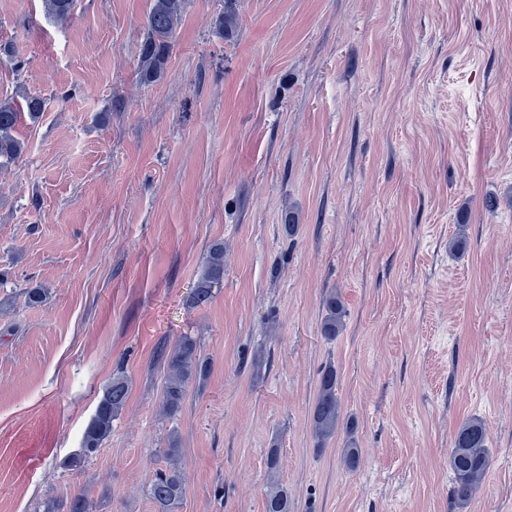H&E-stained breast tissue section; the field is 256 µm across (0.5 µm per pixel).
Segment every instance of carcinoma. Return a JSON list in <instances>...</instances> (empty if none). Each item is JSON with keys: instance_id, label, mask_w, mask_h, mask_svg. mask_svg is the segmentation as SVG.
Wrapping results in <instances>:
<instances>
[{"instance_id": "1", "label": "carcinoma", "mask_w": 512, "mask_h": 512, "mask_svg": "<svg viewBox=\"0 0 512 512\" xmlns=\"http://www.w3.org/2000/svg\"><path fill=\"white\" fill-rule=\"evenodd\" d=\"M49 15L59 22L67 21L73 10V0H44ZM185 0H151L148 13V34L141 45L139 61L142 77L151 81L160 76L173 48L175 33L180 24ZM238 14L236 0H224V12L219 17V29L229 31L236 27ZM20 112L9 103L0 102V157L9 160L19 157L22 145L13 136ZM224 281V244L210 248L194 297L199 303L209 300L212 288ZM346 308L340 297L332 294L325 303L322 332L326 340L333 341L343 328ZM160 354L168 367L161 411L166 417L175 416L182 407L186 391L192 382L205 377L208 362L201 355L197 341L183 336L175 343L162 347ZM128 381L122 374L112 378L105 389L95 415L84 431L80 452L70 465L76 466L93 456L112 432V422L123 410L128 398ZM340 421V403L336 395V370L324 369L319 377V390L311 413V429L315 441L325 443L337 430ZM491 454L485 425L477 418L463 423L457 430L449 454L452 472L450 496L464 507L479 492L490 469ZM186 478L181 467L172 463L155 473L148 496L156 512H174L185 494ZM92 505L81 492L53 506L48 512H91ZM266 512H290L288 493L274 487L266 495Z\"/></svg>"}]
</instances>
